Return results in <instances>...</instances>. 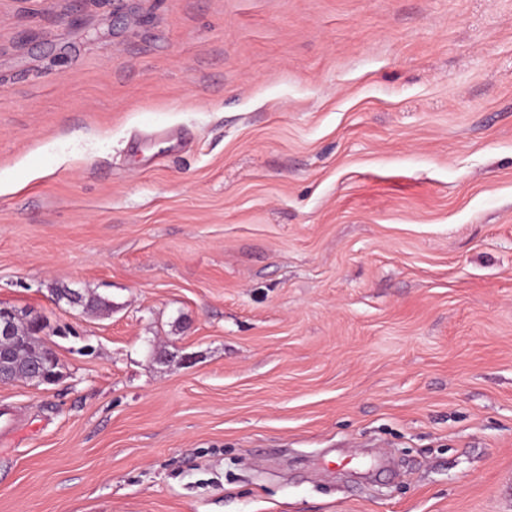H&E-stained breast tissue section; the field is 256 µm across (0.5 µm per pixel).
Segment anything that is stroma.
<instances>
[{"instance_id":"1","label":"stroma","mask_w":512,"mask_h":512,"mask_svg":"<svg viewBox=\"0 0 512 512\" xmlns=\"http://www.w3.org/2000/svg\"><path fill=\"white\" fill-rule=\"evenodd\" d=\"M0 303V512H512V0H0ZM38 319H20L17 321V336H29V339L24 340L20 344H15L12 347L5 345L3 342L0 343L1 354L4 351H10L14 356L15 364L18 365V373L14 379H22L26 381H33L29 376V366L34 365L35 369L41 373L42 370L47 366L46 352L37 343V339L33 337V327L37 323Z\"/></svg>"}]
</instances>
